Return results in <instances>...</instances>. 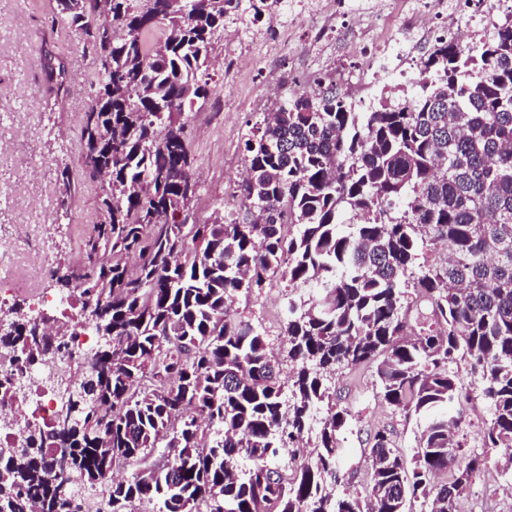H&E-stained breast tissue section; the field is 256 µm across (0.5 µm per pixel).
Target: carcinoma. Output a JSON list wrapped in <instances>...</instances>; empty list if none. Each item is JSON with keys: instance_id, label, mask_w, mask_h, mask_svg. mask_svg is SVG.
I'll use <instances>...</instances> for the list:
<instances>
[{"instance_id": "obj_1", "label": "carcinoma", "mask_w": 512, "mask_h": 512, "mask_svg": "<svg viewBox=\"0 0 512 512\" xmlns=\"http://www.w3.org/2000/svg\"><path fill=\"white\" fill-rule=\"evenodd\" d=\"M241 2L112 0L102 25L100 0H56L53 23L96 60L81 177L100 183L82 261L59 281L83 318L102 309L103 370L63 431L88 503L33 429L0 454V512H408L418 498L458 512L490 464L512 469V25L475 52L435 47L396 104L356 112L330 84L265 113L245 142L243 213L190 236L185 113L207 99L212 37ZM272 269L320 286L288 301L285 380L264 331L230 315ZM21 311L0 346L41 355L58 332ZM369 364L382 400L422 426L410 461L376 430L370 486L338 494L354 413L331 382ZM475 396L491 418L468 450Z\"/></svg>"}]
</instances>
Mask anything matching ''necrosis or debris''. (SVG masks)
I'll return each mask as SVG.
<instances>
[{
	"label": "necrosis or debris",
	"instance_id": "obj_1",
	"mask_svg": "<svg viewBox=\"0 0 512 512\" xmlns=\"http://www.w3.org/2000/svg\"><path fill=\"white\" fill-rule=\"evenodd\" d=\"M355 15L359 29L342 26ZM311 44L328 49L331 33L354 43L353 59L335 57L324 61L321 71L330 77L355 109L370 106L378 97V76L394 73L399 86L416 81L418 47H433L447 41L478 47L497 28L512 22V0H401L400 7L385 0L351 11L348 0H338L336 9L323 10L320 0H301L298 11ZM55 246L43 238L35 257L19 263L15 254L0 249V306L17 289L41 280L54 263ZM75 294L49 295L34 291L28 319L52 329L69 321L74 325L67 344L56 356L31 358L18 352L0 351V382L8 394L0 398V448L21 446L29 425L50 432L61 406L58 388L72 376L75 364H89L94 353V329L78 315Z\"/></svg>",
	"mask_w": 512,
	"mask_h": 512
}]
</instances>
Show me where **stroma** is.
Masks as SVG:
<instances>
[{"mask_svg":"<svg viewBox=\"0 0 512 512\" xmlns=\"http://www.w3.org/2000/svg\"><path fill=\"white\" fill-rule=\"evenodd\" d=\"M55 0H0V237L14 239L20 253L34 251L24 225L58 224L56 274L45 291L60 290L58 277L75 264L79 245L96 217L98 186L92 182L65 188L56 177L58 162L80 170L83 143L80 124L90 105L86 83L96 63L80 36L52 23ZM300 40L303 28L294 19L290 0L270 15L251 13L229 21L238 37L229 42L216 33L210 48L207 80L210 95L189 114L187 127L197 191L188 221L207 224L225 210L237 208V170L243 164L245 141L263 115L252 104L262 87L287 90L292 75L306 69L303 56H268L257 42L269 22ZM61 61L69 78L66 91L49 90L47 56ZM289 289L285 282L268 286L249 298H238L234 317L262 325L271 348L286 354L281 334ZM333 391L355 418L344 434L342 468L350 475L347 492H364L371 480L369 438L379 428L391 431L404 454H411L419 434L414 417L391 413L376 395L371 367L338 373ZM461 512H512V474L497 466L477 476Z\"/></svg>","mask_w":512,"mask_h":512,"instance_id":"35a3bbf8","label":"stroma"}]
</instances>
